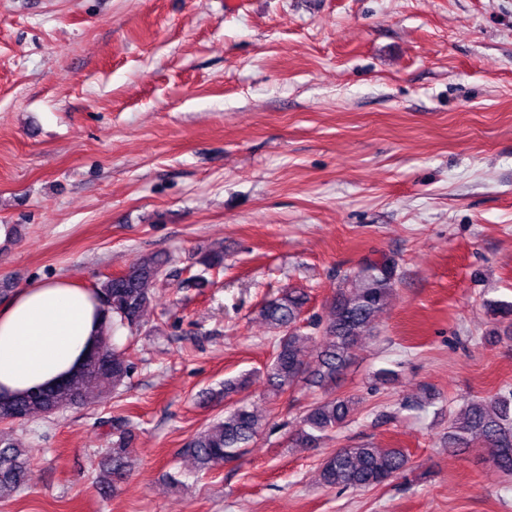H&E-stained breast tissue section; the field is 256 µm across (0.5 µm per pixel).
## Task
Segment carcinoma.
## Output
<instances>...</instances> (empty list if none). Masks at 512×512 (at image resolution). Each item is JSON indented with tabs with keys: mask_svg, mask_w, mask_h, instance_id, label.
I'll use <instances>...</instances> for the list:
<instances>
[{
	"mask_svg": "<svg viewBox=\"0 0 512 512\" xmlns=\"http://www.w3.org/2000/svg\"><path fill=\"white\" fill-rule=\"evenodd\" d=\"M169 259L150 256L130 266L120 275L98 282L94 293L100 300L112 329L125 327L138 331L152 299L153 286L167 276ZM195 264L205 271L224 267V251L212 249L200 255ZM396 281V265L389 258L367 260L344 278L332 299L334 318L319 330V337L300 333L297 322L308 303V294L290 288L269 300L260 315L278 334L273 359L266 367L268 385L283 394L299 383L309 381L321 388L324 396L303 411L293 444L317 448L336 429L345 426L356 410L349 396L336 393L338 382L350 365L361 337L370 332L377 313L390 297ZM133 365L125 353L102 336L83 368L66 382L38 389L8 401L0 400V423H22L34 416L54 415L84 402V388L91 382L107 391L122 386ZM249 384L246 377L224 381L217 392L203 398L222 400L239 394ZM263 419L243 401L224 411V418L207 425L186 444V453L197 469L208 470L236 461L263 431ZM118 440L106 449L103 467L109 479L99 490L116 489L131 470L132 429L129 418H112ZM480 447L500 472L512 476V389L492 398L470 399L460 413L448 418V447ZM410 470L409 455L400 448H375L370 443L337 448L324 457L319 481L325 487L342 486L356 491L379 487L389 480L404 477ZM30 461L26 450L12 439L0 436V502L19 494L30 480Z\"/></svg>",
	"mask_w": 512,
	"mask_h": 512,
	"instance_id": "carcinoma-1",
	"label": "carcinoma"
}]
</instances>
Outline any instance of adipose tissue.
Here are the masks:
<instances>
[{"mask_svg":"<svg viewBox=\"0 0 512 512\" xmlns=\"http://www.w3.org/2000/svg\"><path fill=\"white\" fill-rule=\"evenodd\" d=\"M107 328L95 293L67 279L18 289L0 306V397L65 382Z\"/></svg>","mask_w":512,"mask_h":512,"instance_id":"1","label":"adipose tissue"}]
</instances>
